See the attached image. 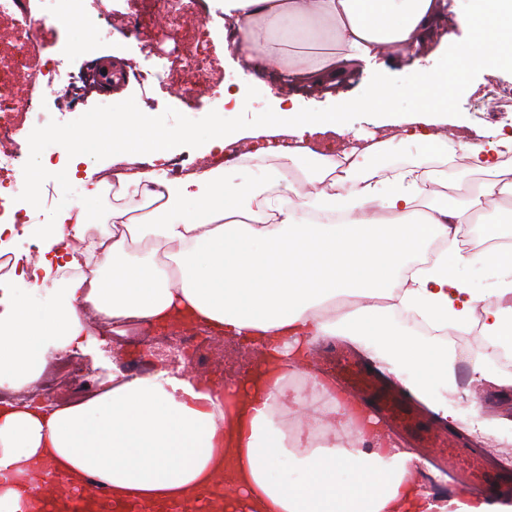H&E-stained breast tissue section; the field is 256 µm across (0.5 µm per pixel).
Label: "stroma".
Wrapping results in <instances>:
<instances>
[{"mask_svg": "<svg viewBox=\"0 0 512 512\" xmlns=\"http://www.w3.org/2000/svg\"><path fill=\"white\" fill-rule=\"evenodd\" d=\"M84 0L72 17L47 22L40 38L45 54L59 55L72 70L89 69L104 56L118 57L123 65L119 79L128 72L149 68L158 69L161 78L149 90L131 83L127 97H135L148 111L157 113L161 123L171 128L190 127L191 140L176 146L172 161L193 169L206 165L203 155L213 131L221 126L246 129L255 124L259 113L279 111L273 89L280 81L266 77L262 81L241 82L236 54L226 52L224 46V14L213 0H199L196 13L185 15L179 26L180 50L186 55H197L207 61L199 71L168 59L174 43L164 19L152 15L146 0H112V32L109 37L90 35L81 17L90 10ZM470 8L469 0H447L443 18L428 39L423 51L407 50L379 57L370 67L359 69L348 82L332 89H297L294 105L298 112H339L343 115L345 136H305L306 144L318 147L332 155L348 143L369 144L371 139L389 140L391 152L362 161L364 172L381 171L404 163L423 166L428 177L439 184L456 187L455 203H463L469 196V185L475 175L492 181L491 173H479L477 168L459 163H443L441 157L427 151L423 143L414 139L418 126H408V140H401L397 123L408 117L417 106L413 96L419 86L416 61L426 56V65L448 71V124L444 131L449 146L461 139L483 141L485 134L502 132L512 136V112L498 109L497 94L512 88V68L490 69L469 60L467 49L470 31L460 17ZM15 24L11 16L0 15V104L10 106L28 95L38 96L43 122L29 128L33 140L26 163L19 175L21 190L11 200L12 206L32 209L42 217H49L61 204L81 197L84 184L73 177L69 169L50 162V154L60 149L62 139L72 136V151L86 156L89 169L111 163L112 155L96 140L84 139L83 134L97 120L100 98L93 93L71 97L63 93L31 85L26 71L15 57ZM232 87L240 106L232 112H218L210 99L212 89ZM189 87L197 93L194 107H187L178 95V89ZM381 87L396 89L387 114L358 108L357 102L372 90ZM197 342L205 343L211 362L205 377L223 379L225 373L239 369L243 357L220 338H207L204 331L194 329ZM424 343L443 351L456 360H472L486 355L483 336L462 337L436 335L422 336ZM459 409L479 404L481 416H504L512 419V394L484 386L459 387L449 382L444 390Z\"/></svg>", "mask_w": 512, "mask_h": 512, "instance_id": "1", "label": "stroma"}]
</instances>
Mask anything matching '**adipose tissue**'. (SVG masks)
Instances as JSON below:
<instances>
[{
	"mask_svg": "<svg viewBox=\"0 0 512 512\" xmlns=\"http://www.w3.org/2000/svg\"><path fill=\"white\" fill-rule=\"evenodd\" d=\"M230 46L247 77L288 74L322 87L384 53L420 48L445 0H217ZM473 58L512 67V0H473L462 19ZM340 131L337 112H269L256 135L290 127ZM141 136L145 169L101 177L86 199L28 225L36 257L17 256L18 274L0 285V385H39L57 358L92 356L106 373L78 401L0 402V512H41L29 491L59 474L56 496L84 475L116 500L144 508L183 501L224 482V512H512L495 499L449 493L434 502L416 473L420 455L359 424V412L318 365L337 341L372 370L401 382L445 425L463 417L440 385L453 359L424 347L387 316L406 314L436 329L481 325L488 346L512 345V250L487 248L512 224V167L464 205L449 204L419 165L384 177L362 171L363 155L319 156L303 146L242 155L256 180L229 179L223 164L173 181L152 166L189 128H160L130 104L100 118L89 137L126 156L130 130ZM484 224L470 237L476 218ZM482 263L497 274L493 300L460 277ZM62 286L41 310L28 293L53 276ZM192 324L231 341L248 358L218 383L185 364L133 375L105 355L112 336L144 325ZM303 376L315 396L303 402L288 383ZM288 460L300 478L274 482ZM349 471L342 479L341 471Z\"/></svg>",
	"mask_w": 512,
	"mask_h": 512,
	"instance_id": "obj_1",
	"label": "adipose tissue"
}]
</instances>
